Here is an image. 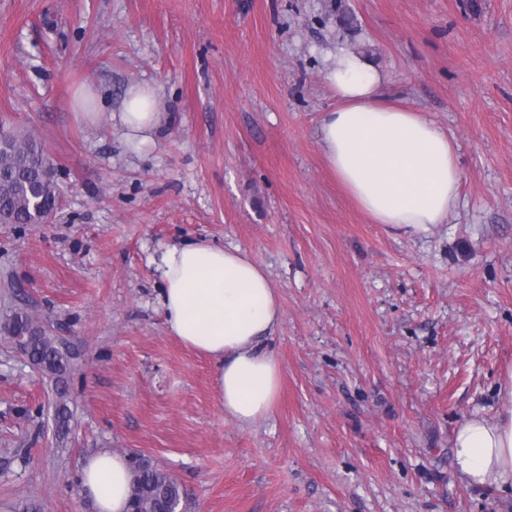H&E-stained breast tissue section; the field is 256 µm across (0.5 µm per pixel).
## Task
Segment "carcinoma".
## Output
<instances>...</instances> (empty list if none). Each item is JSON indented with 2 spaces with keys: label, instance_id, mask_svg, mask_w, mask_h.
Returning <instances> with one entry per match:
<instances>
[{
  "label": "carcinoma",
  "instance_id": "cac0c4a2",
  "mask_svg": "<svg viewBox=\"0 0 512 512\" xmlns=\"http://www.w3.org/2000/svg\"><path fill=\"white\" fill-rule=\"evenodd\" d=\"M51 165L40 141L28 134H15L0 145V224L41 223L48 208H56L57 189L51 185L31 192L32 183L39 180ZM0 331L24 338V354L39 369L55 381L56 425L66 432L71 414L68 408V387L64 374L70 353L65 351L49 330L23 309L14 311L0 325ZM133 480L130 485L128 508L135 512H175L184 509L187 490L153 459L135 455L131 459Z\"/></svg>",
  "mask_w": 512,
  "mask_h": 512
}]
</instances>
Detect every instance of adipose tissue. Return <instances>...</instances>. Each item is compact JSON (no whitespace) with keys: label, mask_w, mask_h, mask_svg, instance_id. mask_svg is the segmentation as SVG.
<instances>
[{"label":"adipose tissue","mask_w":512,"mask_h":512,"mask_svg":"<svg viewBox=\"0 0 512 512\" xmlns=\"http://www.w3.org/2000/svg\"><path fill=\"white\" fill-rule=\"evenodd\" d=\"M325 80L337 104L320 116L319 144L359 208L398 233L446 223L461 181L447 133L423 113L388 104L385 76L355 52H340ZM166 119L150 85L125 95L119 123L129 146L151 142ZM150 263L165 327L214 362L225 414L241 423L268 416L281 377L268 340L282 310L263 269L241 249L189 239L162 245ZM499 396L497 415L467 418L454 430L453 464L466 486L512 488V372ZM131 481L128 457L108 450L89 454L78 469L93 512H126Z\"/></svg>","instance_id":"1"}]
</instances>
